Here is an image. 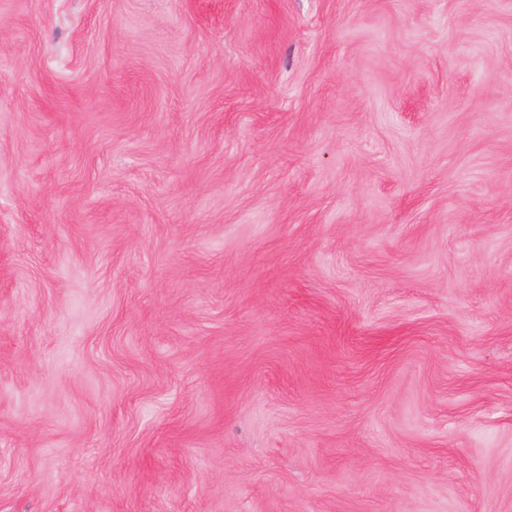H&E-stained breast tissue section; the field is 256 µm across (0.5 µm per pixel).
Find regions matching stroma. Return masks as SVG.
I'll return each mask as SVG.
<instances>
[{
    "label": "stroma",
    "mask_w": 512,
    "mask_h": 512,
    "mask_svg": "<svg viewBox=\"0 0 512 512\" xmlns=\"http://www.w3.org/2000/svg\"><path fill=\"white\" fill-rule=\"evenodd\" d=\"M0 512H512V0H0Z\"/></svg>",
    "instance_id": "stroma-1"
}]
</instances>
